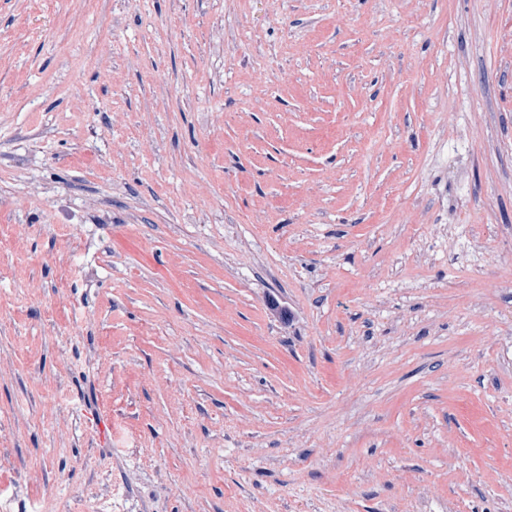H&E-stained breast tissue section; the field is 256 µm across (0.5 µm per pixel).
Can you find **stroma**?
I'll return each mask as SVG.
<instances>
[{"label": "stroma", "instance_id": "35a3bbf8", "mask_svg": "<svg viewBox=\"0 0 512 512\" xmlns=\"http://www.w3.org/2000/svg\"><path fill=\"white\" fill-rule=\"evenodd\" d=\"M0 512H512V0H0Z\"/></svg>", "mask_w": 512, "mask_h": 512}]
</instances>
